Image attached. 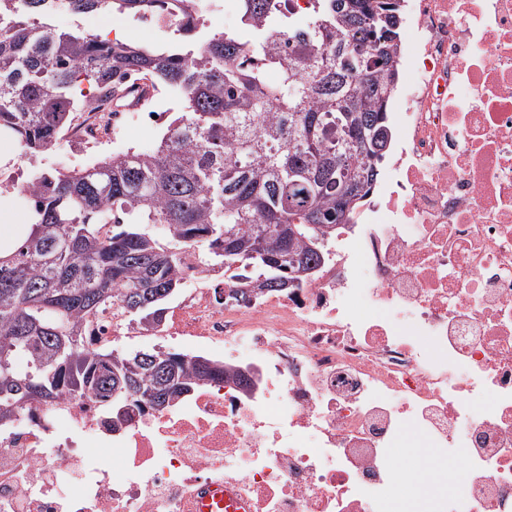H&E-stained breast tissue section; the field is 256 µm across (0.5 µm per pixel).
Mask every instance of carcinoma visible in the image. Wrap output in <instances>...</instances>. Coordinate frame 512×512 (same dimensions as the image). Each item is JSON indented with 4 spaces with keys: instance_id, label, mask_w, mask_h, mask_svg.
Segmentation results:
<instances>
[{
    "instance_id": "cac0c4a2",
    "label": "carcinoma",
    "mask_w": 512,
    "mask_h": 512,
    "mask_svg": "<svg viewBox=\"0 0 512 512\" xmlns=\"http://www.w3.org/2000/svg\"><path fill=\"white\" fill-rule=\"evenodd\" d=\"M84 13L136 15L168 0H67ZM241 30L182 45L127 43L44 25L55 0H0V128L29 156L57 144L83 106L80 82L106 96L136 73L178 88L182 114L149 152L128 150L27 182L35 231L0 256V428L33 400L94 399L112 411L162 409L227 373L205 356L96 350L85 319L117 304L146 330L180 290L178 250L250 291L308 281L336 229L377 176L397 81V0H310L285 23L284 0H240ZM279 80L272 82L268 72ZM351 189L346 199L336 186ZM27 364L19 366L15 356Z\"/></svg>"
}]
</instances>
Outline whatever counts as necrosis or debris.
Here are the masks:
<instances>
[{
  "mask_svg": "<svg viewBox=\"0 0 512 512\" xmlns=\"http://www.w3.org/2000/svg\"><path fill=\"white\" fill-rule=\"evenodd\" d=\"M400 6L395 149L316 278L228 299L181 250L193 287L155 350L190 341L251 387L122 424L30 403L0 428V512H197L224 482L249 512H512V0ZM152 115L94 98L67 135ZM89 327L97 348L143 334L116 307Z\"/></svg>",
  "mask_w": 512,
  "mask_h": 512,
  "instance_id": "obj_1",
  "label": "necrosis or debris"
}]
</instances>
